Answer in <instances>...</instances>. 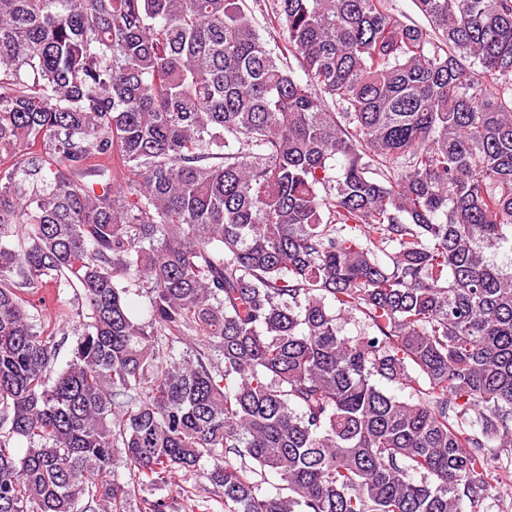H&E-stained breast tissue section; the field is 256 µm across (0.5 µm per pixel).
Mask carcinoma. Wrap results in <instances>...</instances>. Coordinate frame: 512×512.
I'll return each instance as SVG.
<instances>
[{"label":"carcinoma","instance_id":"1","mask_svg":"<svg viewBox=\"0 0 512 512\" xmlns=\"http://www.w3.org/2000/svg\"><path fill=\"white\" fill-rule=\"evenodd\" d=\"M415 5L272 0L275 51L246 0H0V512H124L118 455L224 512H483L512 458V0ZM46 288L79 323L58 372Z\"/></svg>","mask_w":512,"mask_h":512}]
</instances>
